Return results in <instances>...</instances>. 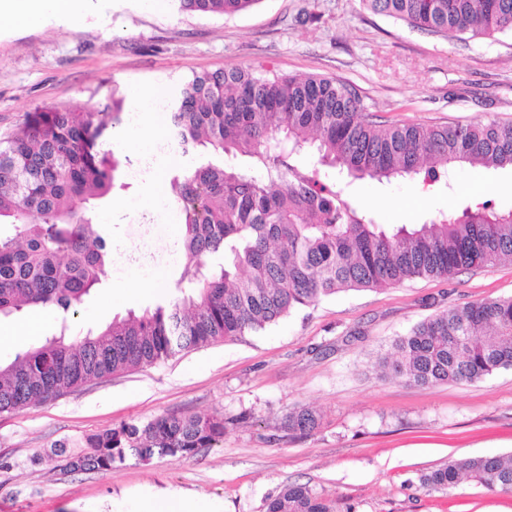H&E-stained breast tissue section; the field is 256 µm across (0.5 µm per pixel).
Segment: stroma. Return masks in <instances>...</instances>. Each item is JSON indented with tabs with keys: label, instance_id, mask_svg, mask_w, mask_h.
Returning <instances> with one entry per match:
<instances>
[{
	"label": "stroma",
	"instance_id": "obj_1",
	"mask_svg": "<svg viewBox=\"0 0 512 512\" xmlns=\"http://www.w3.org/2000/svg\"><path fill=\"white\" fill-rule=\"evenodd\" d=\"M254 65L281 76L318 75L356 86L370 111L401 123H512V34L466 41L430 35L363 8L360 0H259L233 16L172 8L150 13L138 0H89L79 29L49 22L37 31L0 29V133L38 106L120 114L101 149L125 133L128 90L174 98L193 73ZM135 148L115 154L109 216L112 265L76 324L166 304L182 264L171 258L168 226L144 237L142 215L168 193L176 162L165 159L129 180ZM353 206L382 224H420L439 213L491 201L512 210V170L455 171L450 184L419 179L343 182ZM151 252L144 275L162 272L139 296L127 291L126 257ZM512 297V264L451 278L350 290L304 307L265 331L189 349L155 365L95 380L43 406L0 415V512H134L142 497L185 490L216 512H266L292 483L332 501L336 512H512V494L466 480L430 491L422 473L451 460L512 454V368L471 384L421 387L382 377L377 355L416 323L487 298ZM321 417L307 435L282 426L288 411ZM164 413L218 414L224 436L187 457H127L112 471L69 475L32 465L56 443L142 424Z\"/></svg>",
	"mask_w": 512,
	"mask_h": 512
}]
</instances>
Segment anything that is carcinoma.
Masks as SVG:
<instances>
[{
  "label": "carcinoma",
  "instance_id": "carcinoma-1",
  "mask_svg": "<svg viewBox=\"0 0 512 512\" xmlns=\"http://www.w3.org/2000/svg\"><path fill=\"white\" fill-rule=\"evenodd\" d=\"M259 0H175L181 12L233 15ZM375 13L445 38L512 33V0H361ZM174 130L195 163L170 178L183 215L184 265L167 305L116 316L81 334L71 320L103 287L112 265L96 208L114 185V155L98 139L119 116L38 106L0 136V319L49 308L57 331L0 364V414L37 407L83 386L258 332L302 307L347 290L397 286L512 262V210L491 202L440 213L425 224H379L351 206L322 167L355 178L448 180L453 169H512V125L399 123L374 118L350 83L279 77L256 67L195 73L171 105ZM241 155L242 166L224 164ZM378 366L409 383H472L512 368V298L442 311L393 342ZM320 416L289 412L284 426L306 434ZM224 437V419L166 413L122 423L37 453L51 471H109L128 456L193 455ZM470 477L512 492V456L451 461L421 475L431 491ZM266 512H335L305 485H291Z\"/></svg>",
  "mask_w": 512,
  "mask_h": 512
}]
</instances>
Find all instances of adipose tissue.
Listing matches in <instances>:
<instances>
[{"instance_id":"obj_1","label":"adipose tissue","mask_w":512,"mask_h":512,"mask_svg":"<svg viewBox=\"0 0 512 512\" xmlns=\"http://www.w3.org/2000/svg\"><path fill=\"white\" fill-rule=\"evenodd\" d=\"M88 0H0V25L35 28L57 20L79 28Z\"/></svg>"}]
</instances>
